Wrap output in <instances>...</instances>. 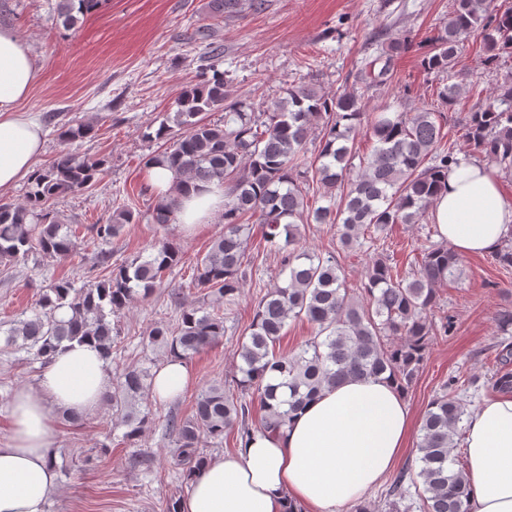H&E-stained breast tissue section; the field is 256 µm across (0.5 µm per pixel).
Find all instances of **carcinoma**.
Segmentation results:
<instances>
[{
  "label": "carcinoma",
  "mask_w": 512,
  "mask_h": 512,
  "mask_svg": "<svg viewBox=\"0 0 512 512\" xmlns=\"http://www.w3.org/2000/svg\"><path fill=\"white\" fill-rule=\"evenodd\" d=\"M106 0H57L62 24L71 28L79 17L98 10ZM493 0H454L448 22L432 39L423 65L443 73L455 63L459 46L474 32L488 50L512 54V8L500 12ZM209 24L197 27L190 39L206 44L211 57L224 53L211 41ZM406 41L395 39L370 63L364 74L369 88L391 83L395 61L406 51ZM463 95L453 83L438 96L453 107ZM224 111L215 122L209 113ZM366 112L355 94L328 97L311 86L288 89L284 98L269 101L261 112L253 103L231 97L224 72L212 65L197 83L177 99V110L146 137L169 145L150 156L146 164H162L174 172L168 196L152 208L150 223L167 227L177 221L182 192L196 183L224 186V235L192 266L191 284L208 307H182L175 327L159 323L148 333L152 344H162L170 355L184 360L216 344L225 333L224 301L240 292L255 257L246 250L249 216L264 226L263 239L278 258L283 284H275L253 305L249 335L242 337L231 378L202 388L191 415H169L166 429L174 457L187 484L204 459L202 439L224 443L235 433L245 439L253 432H279L292 414L322 390L346 379L382 375L406 391L418 377L429 346L453 331V316L439 320L428 313L440 305V286L459 273L460 259L447 246L431 244L406 275L383 257L366 266L359 289L349 287L344 270L333 255L298 248L300 225L313 220L340 228L343 247L361 245L360 237L373 228L417 224L442 187V179L459 165L453 148L441 146L444 113L427 110L390 116ZM369 131L376 139L372 153L355 168L356 137ZM85 123L61 126L65 143L92 136ZM466 140L475 152L499 168L512 171V80L501 82L490 95L477 97L465 122ZM319 141L311 161L307 143ZM103 170V160L63 150L46 169L34 173L22 203L0 204V263L17 262L32 253L66 258L76 248L77 229L46 207L49 200L89 186ZM326 197L339 195L336 205H308L309 180ZM140 215L125 204L102 224L89 230L109 241ZM495 261L512 268V234L495 252ZM183 263V254L165 240L155 252L136 253L112 267L108 277L76 286L65 280L52 283L36 302L30 317L0 327L5 346L24 350L46 364L73 343H90L108 365L121 339L112 316L129 307L137 296H150L164 275ZM305 320L315 330L297 353H279L277 344L288 321ZM512 357L502 359L492 388L512 393ZM150 374L129 366L109 396L112 410L126 428L123 441L134 445L153 420L142 398ZM460 378L451 377L427 404L420 428L421 479L418 501L410 499L403 471L388 493L385 512H469V488L460 460L452 455L454 436L469 414L460 397Z\"/></svg>",
  "instance_id": "cac0c4a2"
}]
</instances>
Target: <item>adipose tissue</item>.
<instances>
[{
    "label": "adipose tissue",
    "instance_id": "ef3b65f1",
    "mask_svg": "<svg viewBox=\"0 0 512 512\" xmlns=\"http://www.w3.org/2000/svg\"><path fill=\"white\" fill-rule=\"evenodd\" d=\"M39 77L27 48L0 28V190L26 177L40 155L39 123L19 111ZM224 205L223 188L190 191L182 225L204 222ZM432 214L442 240L460 256L495 252L512 231V200L491 170L461 161L435 198ZM191 381L171 358L154 377L151 394L179 398ZM112 384L97 350L72 344L48 363L34 385L11 402L12 431L0 444V512H46L58 491L51 461L55 413L96 410ZM469 512H512V397L483 402L464 425ZM412 415L387 379H349L310 401L281 433L257 432L234 453L208 458L181 512H285L289 501L306 512H341L393 473L411 443Z\"/></svg>",
    "mask_w": 512,
    "mask_h": 512
}]
</instances>
